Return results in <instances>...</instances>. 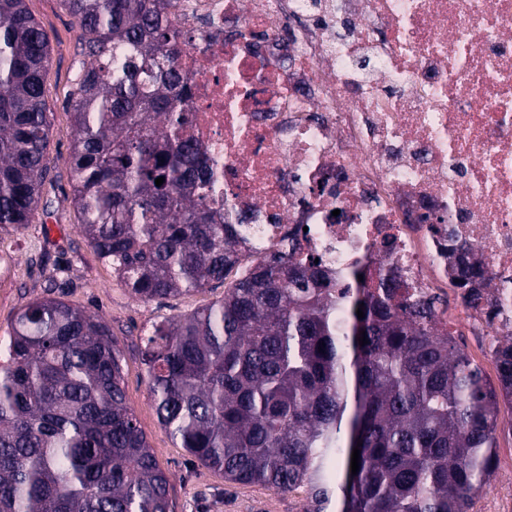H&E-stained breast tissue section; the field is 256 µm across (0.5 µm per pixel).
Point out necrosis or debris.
<instances>
[{
    "label": "necrosis or debris",
    "instance_id": "4bbe7bcc",
    "mask_svg": "<svg viewBox=\"0 0 512 512\" xmlns=\"http://www.w3.org/2000/svg\"><path fill=\"white\" fill-rule=\"evenodd\" d=\"M172 2L243 260L391 271L443 333L512 340V0Z\"/></svg>",
    "mask_w": 512,
    "mask_h": 512
}]
</instances>
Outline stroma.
Instances as JSON below:
<instances>
[{"mask_svg": "<svg viewBox=\"0 0 512 512\" xmlns=\"http://www.w3.org/2000/svg\"><path fill=\"white\" fill-rule=\"evenodd\" d=\"M47 33L51 58L45 74L51 129L46 150L49 175L30 224L0 235V342L7 341L17 313L63 284L65 302L99 314L111 327L123 357L127 402L160 465L169 475L174 512H305V489L278 493L228 482L196 461L160 424L142 359L153 327L188 314L224 295L220 284L177 297L143 302L133 297L78 230L68 156L72 144L71 93L84 68L79 31L62 0H26Z\"/></svg>", "mask_w": 512, "mask_h": 512, "instance_id": "stroma-1", "label": "stroma"}]
</instances>
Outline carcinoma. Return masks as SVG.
Listing matches in <instances>:
<instances>
[{"instance_id": "carcinoma-1", "label": "carcinoma", "mask_w": 512, "mask_h": 512, "mask_svg": "<svg viewBox=\"0 0 512 512\" xmlns=\"http://www.w3.org/2000/svg\"><path fill=\"white\" fill-rule=\"evenodd\" d=\"M63 3L86 59L68 160L79 232L140 301L224 282L238 232L218 221L209 157L185 131L186 40L169 0ZM50 54L26 0H0V232L41 200ZM361 273L340 304L317 264L274 253L221 299L154 326L143 361L158 419L232 483L306 488L305 512H471L512 431L499 389L435 332L429 304ZM498 380L512 387V346ZM169 486L110 326L58 297L22 308L0 357V512H172Z\"/></svg>"}]
</instances>
